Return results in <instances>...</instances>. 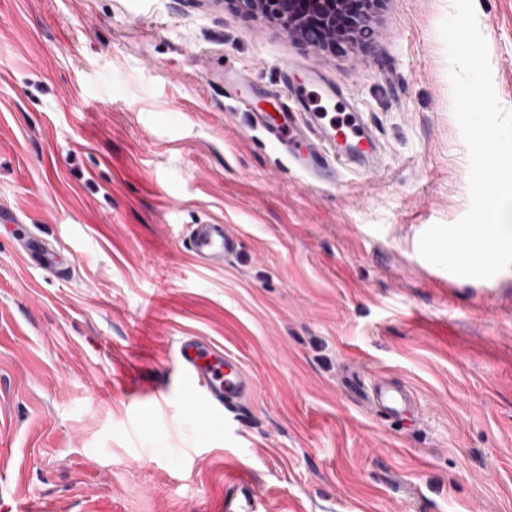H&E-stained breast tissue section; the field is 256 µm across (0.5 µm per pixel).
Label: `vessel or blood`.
<instances>
[{
  "mask_svg": "<svg viewBox=\"0 0 512 512\" xmlns=\"http://www.w3.org/2000/svg\"><path fill=\"white\" fill-rule=\"evenodd\" d=\"M252 88L245 70L233 73L227 86L242 105L250 107L252 128L260 130L289 162L313 180H334L342 165L370 168L377 163L378 141L373 130L357 113L324 111V103L342 99L343 94L318 77L293 90L288 102L272 112L253 108L249 96ZM234 245L223 225L198 223L188 229L187 247L200 264H223ZM25 247L39 267L60 275L70 271V260L39 236L29 237ZM177 359L181 386L210 409L237 407L253 390L252 377L214 342L185 334L178 340ZM367 402L389 419L403 418L417 409L413 392L385 377L374 380Z\"/></svg>",
  "mask_w": 512,
  "mask_h": 512,
  "instance_id": "obj_1",
  "label": "vessel or blood"
}]
</instances>
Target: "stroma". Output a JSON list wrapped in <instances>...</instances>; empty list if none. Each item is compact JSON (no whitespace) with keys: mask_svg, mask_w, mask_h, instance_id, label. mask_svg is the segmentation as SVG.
Here are the masks:
<instances>
[{"mask_svg":"<svg viewBox=\"0 0 512 512\" xmlns=\"http://www.w3.org/2000/svg\"><path fill=\"white\" fill-rule=\"evenodd\" d=\"M512 110V0H474ZM452 0H382L373 42L314 50L236 0H0V512H512V267L454 275L422 233L469 209L441 22ZM305 72L380 145L314 182L224 93ZM237 248L197 265L189 225ZM36 233L61 279L21 257ZM255 382L215 413L176 340ZM385 375L423 412L395 423ZM250 76L251 74L248 71L239 70L232 74L227 83V91L238 97L240 103L245 107H249L252 104L251 98L247 94L253 89ZM366 397L369 407L388 419H401L411 412L418 413L413 392L385 377L374 380Z\"/></svg>","mask_w":512,"mask_h":512,"instance_id":"35a3bbf8","label":"stroma"}]
</instances>
